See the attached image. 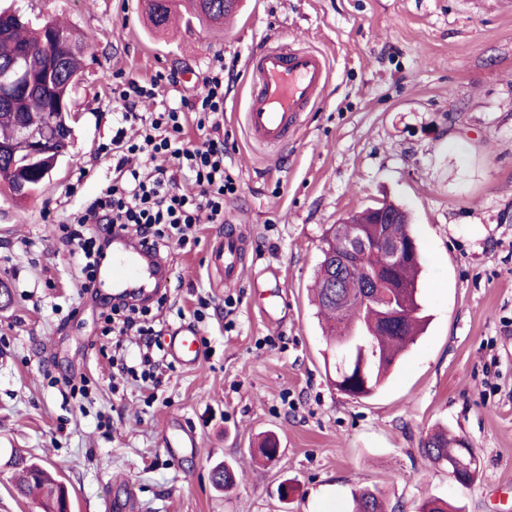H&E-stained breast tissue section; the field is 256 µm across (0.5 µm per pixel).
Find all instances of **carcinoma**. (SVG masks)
<instances>
[{
    "mask_svg": "<svg viewBox=\"0 0 512 512\" xmlns=\"http://www.w3.org/2000/svg\"><path fill=\"white\" fill-rule=\"evenodd\" d=\"M192 4L198 17L218 24L235 10L233 6L226 9L220 3L212 13L206 9L205 0H192ZM148 5L153 26L166 27L171 14L170 0H148ZM46 24L57 28L70 45L63 71L56 75L53 87L57 97L68 101L75 87L69 82V76L80 73L84 46L65 24L57 20H48ZM44 25L34 26L26 18L18 21L12 17H0V26L6 30V34L0 36V67L6 65L22 47L35 55H42L46 39ZM18 113L26 117L34 131L40 130L53 117L60 122L64 120L61 112L51 106V99L40 90L31 91L9 108L0 107V144L11 149L8 159L0 161V183L12 193L17 189L19 180L36 175L34 165L27 160L24 143L15 138ZM381 209L393 215L392 223H375L376 208L373 207L350 216L349 224L333 225L328 229L315 282V301L326 317L328 333L334 337L336 347L350 346V357L346 362L336 363L334 385L338 391L356 398H368L374 393L399 355L414 343L426 325V315L418 295L417 274L421 260L418 251L400 264L387 263L383 253L365 254L359 258L362 265L374 270L379 281L399 285L400 298L405 305L401 328H390L385 323L382 315L386 300L384 289L373 292L362 309L357 307L355 288L338 289L335 299L329 296L328 285L333 277L341 275L347 280L351 275L349 267L342 265V258L347 255L353 228H360L370 240L403 241L413 238L406 210L391 202L382 204ZM462 444L461 435H450L443 430L428 435L423 441L425 455L435 463H446L461 456ZM12 465L19 475L16 488L20 494L38 500L42 512H69L70 502L64 486L33 461L27 452L15 451ZM354 502L356 512H383L382 501L369 489L360 490L354 496ZM420 512H460V509L443 499L427 498L422 502Z\"/></svg>",
    "mask_w": 512,
    "mask_h": 512,
    "instance_id": "carcinoma-1",
    "label": "carcinoma"
}]
</instances>
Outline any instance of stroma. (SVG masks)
<instances>
[{"instance_id":"1","label":"stroma","mask_w":512,"mask_h":512,"mask_svg":"<svg viewBox=\"0 0 512 512\" xmlns=\"http://www.w3.org/2000/svg\"><path fill=\"white\" fill-rule=\"evenodd\" d=\"M0 7L58 19L84 43L67 155L27 197L0 186V283L11 294L0 308V512H42L16 493L17 448L62 483L71 512H107L127 488L133 512H351L364 487L388 512H418L429 497L512 512V0H239L224 24L178 6L165 29L145 0ZM276 40L323 51L330 76L296 137L273 151L249 142L238 115L248 59ZM218 57L234 70L224 143L239 184L224 217L246 231V268L228 287L210 265L217 224L198 225L191 248L161 251V324L195 325L204 357L164 370L151 396L101 354L112 339L100 299L112 290L80 294L53 231L112 181L102 148L121 110L116 75L169 74L175 102L201 91ZM387 200L411 215L430 322L375 394L357 399L332 384L311 287L326 229ZM269 266L278 282L257 281ZM273 302L276 323L261 312ZM67 376L87 379V395H72ZM173 418L195 428V457L164 447ZM437 426L468 440L473 484L423 455ZM269 434L280 440L273 462L256 453ZM219 463L235 474L224 490L210 480Z\"/></svg>"}]
</instances>
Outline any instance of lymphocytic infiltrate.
<instances>
[{
    "label": "lymphocytic infiltrate",
    "mask_w": 512,
    "mask_h": 512,
    "mask_svg": "<svg viewBox=\"0 0 512 512\" xmlns=\"http://www.w3.org/2000/svg\"><path fill=\"white\" fill-rule=\"evenodd\" d=\"M159 74L150 80L129 77L117 82L113 95L124 110L112 136V184L106 192L62 223L63 243L69 246L79 272L82 293H90L112 242L113 233L139 238L153 250L186 247L188 232L200 221H224V200L238 191L236 180L224 166V65L213 64L202 79L203 90L194 98L170 105L161 99L165 82ZM140 127L138 140H130L126 127ZM204 132L202 144L187 135L188 125ZM190 176L198 188L187 195L177 188L178 174ZM113 336L139 338V367L128 374L155 379L164 358L157 354L158 332L147 308L112 306L105 318Z\"/></svg>",
    "instance_id": "1"
}]
</instances>
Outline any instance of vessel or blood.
I'll return each instance as SVG.
<instances>
[{"mask_svg": "<svg viewBox=\"0 0 512 512\" xmlns=\"http://www.w3.org/2000/svg\"><path fill=\"white\" fill-rule=\"evenodd\" d=\"M250 92L244 112L248 139L258 145L280 148L297 133L302 118L321 98L330 70L326 56L288 42L267 47L248 60ZM241 238L236 228L224 230V240L213 250V261L224 270L225 285H233L242 264ZM166 266L152 250L128 238H112V286L117 291L144 299L154 296L164 279ZM167 357L185 368L196 367L202 357L193 326L167 328L162 336ZM167 446L175 455L195 456L197 435L183 427L171 430Z\"/></svg>", "mask_w": 512, "mask_h": 512, "instance_id": "obj_1", "label": "vessel or blood"}]
</instances>
